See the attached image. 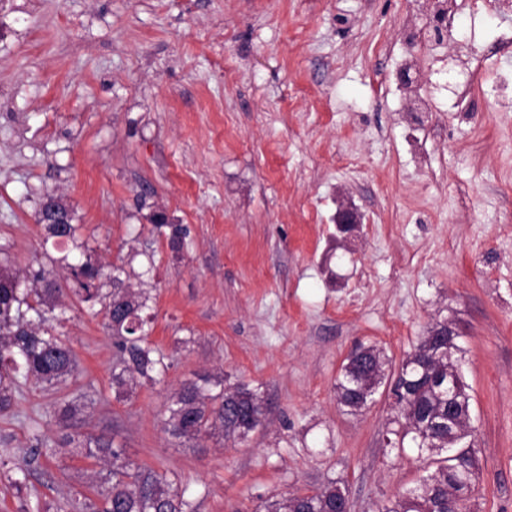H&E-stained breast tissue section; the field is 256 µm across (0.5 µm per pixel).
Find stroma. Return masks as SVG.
<instances>
[{
    "mask_svg": "<svg viewBox=\"0 0 512 512\" xmlns=\"http://www.w3.org/2000/svg\"><path fill=\"white\" fill-rule=\"evenodd\" d=\"M428 0H0V249L37 271L45 194L71 211L93 261L152 291L150 342L164 379L113 385L97 311L63 299L56 332L78 369L27 387L0 416V512L93 497V460L31 458L56 434L54 402L94 398L82 432L167 473L197 512H264L287 493L343 481L349 512L415 488L428 468L387 443L388 386L370 408L336 400L357 344L400 364L453 319L477 439L466 512H512V0H456L457 41L419 52L422 112L395 74ZM480 69L462 121L443 77ZM342 204L362 226L335 233ZM169 225L155 229L154 214ZM180 227L182 247L171 245ZM210 375L259 389L260 426L234 443H181L164 411Z\"/></svg>",
    "mask_w": 512,
    "mask_h": 512,
    "instance_id": "stroma-1",
    "label": "stroma"
}]
</instances>
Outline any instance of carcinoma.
<instances>
[{
	"instance_id": "cac0c4a2",
	"label": "carcinoma",
	"mask_w": 512,
	"mask_h": 512,
	"mask_svg": "<svg viewBox=\"0 0 512 512\" xmlns=\"http://www.w3.org/2000/svg\"><path fill=\"white\" fill-rule=\"evenodd\" d=\"M38 210V223L46 239H63L75 248L78 225L60 202ZM51 266L70 269L72 288L79 302L99 304L104 328L111 334L115 354L112 383L123 386L138 379L153 384L173 366L171 357L147 342L145 314L150 296L122 287L123 266L94 265L69 260V254L49 258ZM112 290H104L105 283ZM64 289L44 267L33 274V287H21L18 276L0 269V416H8L29 384L51 385L77 369L76 356L66 337L52 332L50 313ZM445 323L430 327L414 351L401 363L390 387L397 414L388 440L395 448H412L435 465L420 485L379 506V512H463L476 490L478 459L470 396L461 372L464 349L461 335L443 336ZM390 359L374 345L360 344L348 354L336 380V398L352 413L368 407L374 390L386 377ZM263 400L245 384L224 387L208 376L185 381L167 408L165 431L179 441L199 440L216 433L224 442L245 438L262 422ZM31 453L52 457L59 448H83L85 456L112 470L96 486L99 502L66 500L56 512H197L191 498L173 488L166 474L124 461V451L101 437L63 431L56 437L33 436ZM10 486L26 485L27 471L7 467ZM336 480L313 494H290L265 504V512H336Z\"/></svg>"
}]
</instances>
